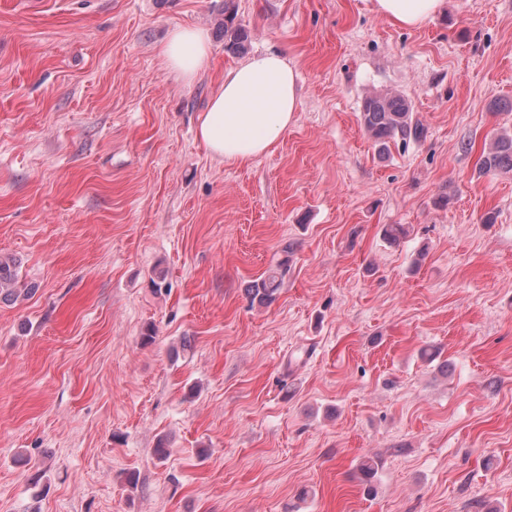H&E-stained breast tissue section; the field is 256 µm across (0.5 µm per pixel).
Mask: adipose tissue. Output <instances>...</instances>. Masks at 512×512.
Listing matches in <instances>:
<instances>
[{
	"label": "adipose tissue",
	"instance_id": "obj_1",
	"mask_svg": "<svg viewBox=\"0 0 512 512\" xmlns=\"http://www.w3.org/2000/svg\"><path fill=\"white\" fill-rule=\"evenodd\" d=\"M442 0H375V11L391 22L417 27L436 15ZM167 66L192 82L210 57L204 29L177 26L161 49ZM299 110L294 68L279 53L266 52L229 69L213 93L198 135L210 154L244 163L270 153Z\"/></svg>",
	"mask_w": 512,
	"mask_h": 512
}]
</instances>
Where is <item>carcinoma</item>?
Instances as JSON below:
<instances>
[{"label":"carcinoma","instance_id":"carcinoma-1","mask_svg":"<svg viewBox=\"0 0 512 512\" xmlns=\"http://www.w3.org/2000/svg\"><path fill=\"white\" fill-rule=\"evenodd\" d=\"M236 17L234 0H224V47L232 53L244 50L247 42V33L236 23ZM360 122L378 152L383 155L389 153L393 146L405 148L427 135L425 126L415 118L411 104L397 93H376L365 97ZM479 165L483 174L512 172V135H497L489 151L481 154ZM293 256L291 243L277 250L271 257L269 274L248 288L249 295L262 304L273 302L288 276ZM19 267L16 258L0 255L1 301H16L30 293L19 277Z\"/></svg>","mask_w":512,"mask_h":512}]
</instances>
